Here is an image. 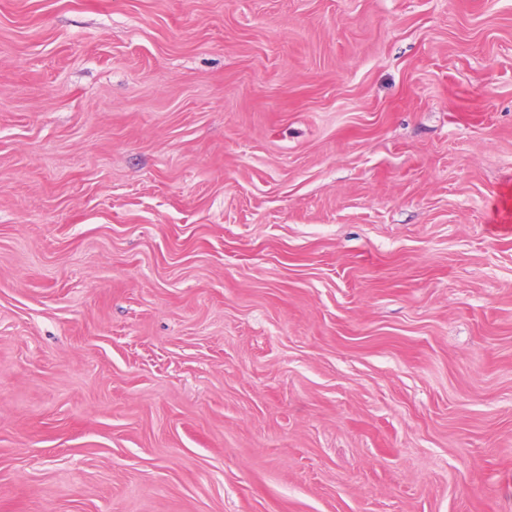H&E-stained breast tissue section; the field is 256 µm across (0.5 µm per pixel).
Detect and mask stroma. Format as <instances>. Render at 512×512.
Instances as JSON below:
<instances>
[{
    "label": "stroma",
    "instance_id": "obj_1",
    "mask_svg": "<svg viewBox=\"0 0 512 512\" xmlns=\"http://www.w3.org/2000/svg\"><path fill=\"white\" fill-rule=\"evenodd\" d=\"M0 512H512V0H0Z\"/></svg>",
    "mask_w": 512,
    "mask_h": 512
}]
</instances>
